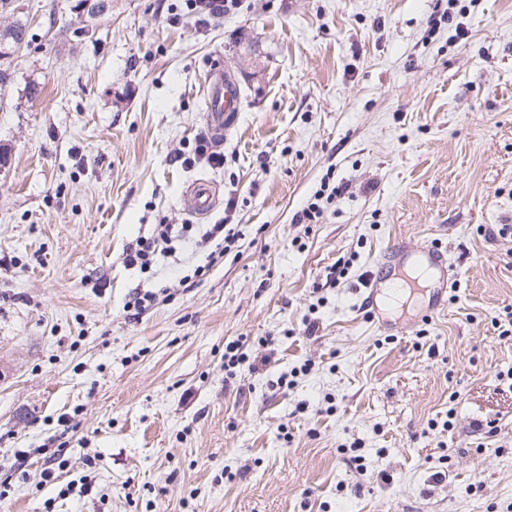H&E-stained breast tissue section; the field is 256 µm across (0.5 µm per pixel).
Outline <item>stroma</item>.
Wrapping results in <instances>:
<instances>
[{"instance_id":"stroma-1","label":"stroma","mask_w":512,"mask_h":512,"mask_svg":"<svg viewBox=\"0 0 512 512\" xmlns=\"http://www.w3.org/2000/svg\"><path fill=\"white\" fill-rule=\"evenodd\" d=\"M75 3L0 16L28 30L0 56V512H512V0ZM217 60L242 101L220 167ZM223 222L241 239L193 277ZM158 224L170 252L126 265ZM435 242L447 302L404 289L381 330L377 258ZM237 0H186V5L190 10L196 11L201 17V21L209 22L210 17H218L224 14L226 7L233 6ZM340 191V187L330 183V177L324 179L321 183L320 189L315 192L313 199L308 203L307 207L302 211V220L310 222L317 221L322 215L323 208L321 201L326 197V201L331 200L336 193ZM216 204V188L205 179L194 181L184 197V206L197 215H206ZM247 338L241 336L237 340H233L224 345V373L227 378H232L237 368L245 362L246 353L244 352Z\"/></svg>"}]
</instances>
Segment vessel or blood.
Segmentation results:
<instances>
[{"label": "vessel or blood", "instance_id": "1", "mask_svg": "<svg viewBox=\"0 0 512 512\" xmlns=\"http://www.w3.org/2000/svg\"><path fill=\"white\" fill-rule=\"evenodd\" d=\"M207 126L212 141L223 144L224 134L235 123L240 110L239 85L231 74L217 73L207 93ZM217 204L216 188L211 181H194L184 197L185 207L198 215L210 212ZM418 269L422 279L433 281V306H440L448 288L450 267L448 253L441 246L430 244L418 248L404 245L388 247L376 261L372 282L365 294L364 307L370 316H377L375 299L385 288L399 284L406 266Z\"/></svg>", "mask_w": 512, "mask_h": 512}]
</instances>
